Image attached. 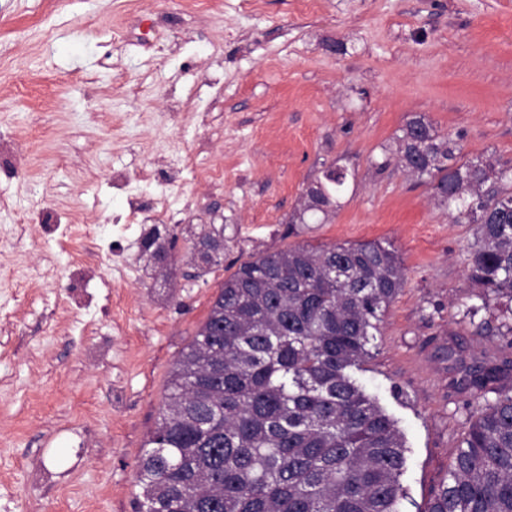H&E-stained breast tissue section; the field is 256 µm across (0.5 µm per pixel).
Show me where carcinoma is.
<instances>
[{
	"instance_id": "cac0c4a2",
	"label": "carcinoma",
	"mask_w": 512,
	"mask_h": 512,
	"mask_svg": "<svg viewBox=\"0 0 512 512\" xmlns=\"http://www.w3.org/2000/svg\"><path fill=\"white\" fill-rule=\"evenodd\" d=\"M423 116L397 162L474 225L471 278L512 320V171L460 161ZM347 176L328 167L295 225L327 216ZM200 268L224 259V229L200 237ZM380 242L252 254L224 279L181 351L138 469L137 512H400L406 441L351 375L404 288ZM469 427L428 512H512V359L465 374Z\"/></svg>"
}]
</instances>
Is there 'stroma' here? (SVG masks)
I'll use <instances>...</instances> for the list:
<instances>
[{
	"instance_id": "obj_1",
	"label": "stroma",
	"mask_w": 512,
	"mask_h": 512,
	"mask_svg": "<svg viewBox=\"0 0 512 512\" xmlns=\"http://www.w3.org/2000/svg\"><path fill=\"white\" fill-rule=\"evenodd\" d=\"M417 115L512 167V0H0V143L28 159L0 169V512H135L225 265L374 241L405 286L353 376L405 435L401 512H428L468 427L464 369L512 334L470 277L473 225L397 164ZM162 164L178 177L139 180ZM330 165L348 171L336 209L287 236ZM214 225L225 264L205 274L193 244ZM155 227L163 262L142 250Z\"/></svg>"
}]
</instances>
